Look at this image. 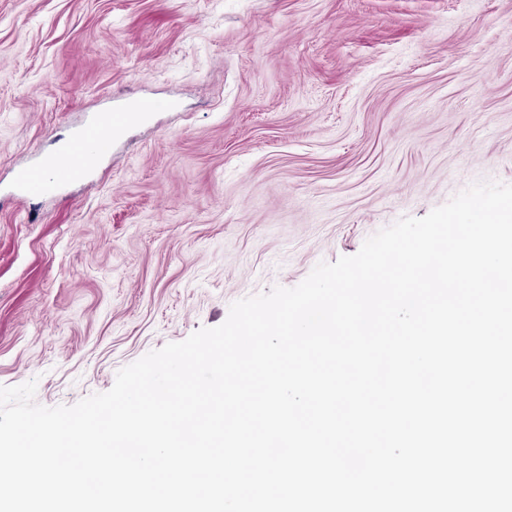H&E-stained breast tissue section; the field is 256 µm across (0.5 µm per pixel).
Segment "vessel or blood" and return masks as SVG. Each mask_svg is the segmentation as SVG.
<instances>
[{"label":"vessel or blood","instance_id":"1","mask_svg":"<svg viewBox=\"0 0 512 512\" xmlns=\"http://www.w3.org/2000/svg\"><path fill=\"white\" fill-rule=\"evenodd\" d=\"M157 108V101L143 97L98 113L56 154L16 168L12 177L14 191L25 198L56 193L68 182L92 171L100 158L111 152L114 139L125 127Z\"/></svg>","mask_w":512,"mask_h":512}]
</instances>
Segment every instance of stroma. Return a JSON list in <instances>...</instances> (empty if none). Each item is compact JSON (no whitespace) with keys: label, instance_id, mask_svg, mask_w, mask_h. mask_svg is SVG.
I'll return each mask as SVG.
<instances>
[{"label":"stroma","instance_id":"35a3bbf8","mask_svg":"<svg viewBox=\"0 0 512 512\" xmlns=\"http://www.w3.org/2000/svg\"><path fill=\"white\" fill-rule=\"evenodd\" d=\"M140 96L91 173L8 195ZM479 180L512 184V0H0V385L108 391Z\"/></svg>","mask_w":512,"mask_h":512}]
</instances>
